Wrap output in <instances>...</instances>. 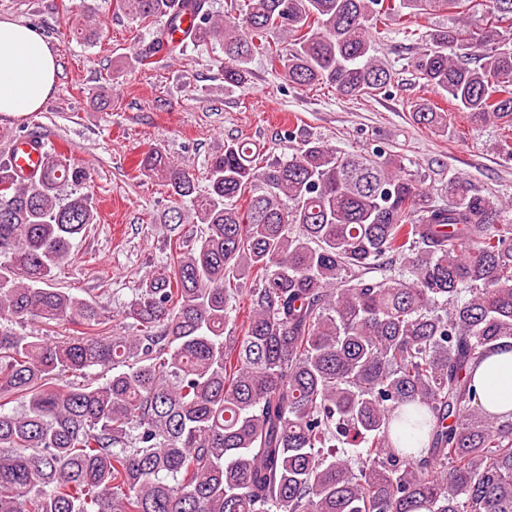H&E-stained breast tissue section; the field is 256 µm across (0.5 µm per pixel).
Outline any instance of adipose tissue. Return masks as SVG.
Masks as SVG:
<instances>
[{
    "label": "adipose tissue",
    "mask_w": 512,
    "mask_h": 512,
    "mask_svg": "<svg viewBox=\"0 0 512 512\" xmlns=\"http://www.w3.org/2000/svg\"><path fill=\"white\" fill-rule=\"evenodd\" d=\"M55 57L30 25L0 20V114L38 111L56 87ZM479 404L489 413L512 417V349L486 359L474 372Z\"/></svg>",
    "instance_id": "adipose-tissue-1"
}]
</instances>
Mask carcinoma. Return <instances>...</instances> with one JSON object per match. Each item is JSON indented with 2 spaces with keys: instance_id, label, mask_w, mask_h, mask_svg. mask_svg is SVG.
<instances>
[{
  "instance_id": "cac0c4a2",
  "label": "carcinoma",
  "mask_w": 512,
  "mask_h": 512,
  "mask_svg": "<svg viewBox=\"0 0 512 512\" xmlns=\"http://www.w3.org/2000/svg\"><path fill=\"white\" fill-rule=\"evenodd\" d=\"M192 0H114L175 42ZM187 39L224 52V83L256 54L294 88L346 97L390 85L373 35L448 11L411 67L512 150V0H243ZM413 123L448 128L429 102ZM139 171L197 232L142 280L135 336L52 271L96 223L91 173L51 149L23 178L0 157V320L95 331L59 342L0 328V512H512V419L478 404V362L512 347V201L451 177L441 199L376 147L304 138L257 165L231 139L207 190L159 148ZM250 311L233 335L237 289ZM112 368L102 384L89 371ZM67 373L82 377L67 382ZM18 400L20 409L1 410Z\"/></svg>"
}]
</instances>
